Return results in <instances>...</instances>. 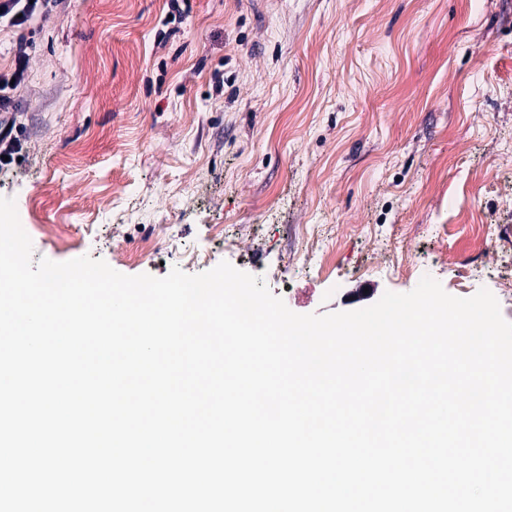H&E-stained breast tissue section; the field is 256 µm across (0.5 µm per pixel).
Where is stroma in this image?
<instances>
[{
	"label": "stroma",
	"instance_id": "obj_1",
	"mask_svg": "<svg viewBox=\"0 0 512 512\" xmlns=\"http://www.w3.org/2000/svg\"><path fill=\"white\" fill-rule=\"evenodd\" d=\"M179 3L0 22V73L18 35L32 45L0 196L34 259L155 277L226 261L299 314L413 290L400 257L453 296L512 283V250L470 247L479 226L512 241V0Z\"/></svg>",
	"mask_w": 512,
	"mask_h": 512
}]
</instances>
